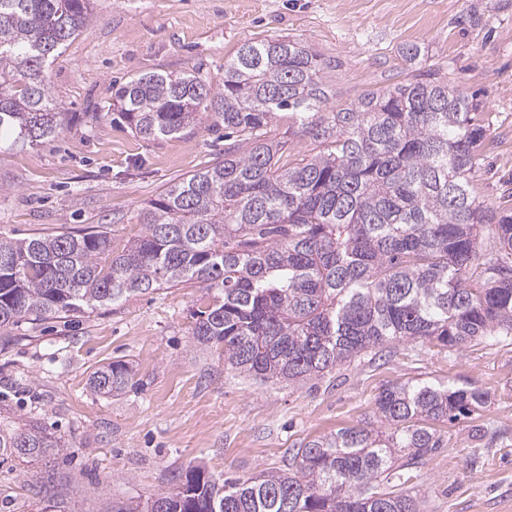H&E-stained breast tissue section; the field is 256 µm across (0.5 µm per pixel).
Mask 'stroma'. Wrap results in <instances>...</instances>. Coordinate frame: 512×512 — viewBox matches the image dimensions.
I'll return each mask as SVG.
<instances>
[{
    "instance_id": "obj_1",
    "label": "stroma",
    "mask_w": 512,
    "mask_h": 512,
    "mask_svg": "<svg viewBox=\"0 0 512 512\" xmlns=\"http://www.w3.org/2000/svg\"><path fill=\"white\" fill-rule=\"evenodd\" d=\"M94 12L48 68L71 120L45 143L0 142L2 236L102 225L122 249L148 202L223 157L224 141L205 128L138 137L102 112L113 83L164 70L218 85L245 40L271 36L334 61L330 111L405 81L402 50L418 46L426 67L482 100L490 135L475 193L512 208V0H95ZM208 299L188 281L84 316L0 330V423L35 420L64 443L43 460L0 462V512H121L171 491L196 466L220 478L288 472L308 441L380 428L374 400L388 385L466 380L489 403L436 422L442 446L411 485L423 512H512V336L459 350L394 344L305 383L261 381L196 346L195 314ZM117 359L131 363L137 387L92 394L90 374Z\"/></svg>"
}]
</instances>
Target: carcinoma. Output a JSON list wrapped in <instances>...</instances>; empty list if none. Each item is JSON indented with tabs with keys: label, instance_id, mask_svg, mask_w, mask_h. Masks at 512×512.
<instances>
[{
	"label": "carcinoma",
	"instance_id": "cac0c4a2",
	"mask_svg": "<svg viewBox=\"0 0 512 512\" xmlns=\"http://www.w3.org/2000/svg\"><path fill=\"white\" fill-rule=\"evenodd\" d=\"M92 0H0V133L56 137L50 60L87 26ZM333 68L288 37L249 39L214 86L195 73L152 72L115 89L118 118L143 139L202 125L224 129V158L148 202L121 251L103 229L0 236V329L69 318L190 280L211 293L193 339L224 368L262 380L316 378L364 350L402 342L460 349L512 335V209L480 201L471 174L488 126L480 103L437 69L371 91L337 111ZM288 118L290 134L270 135ZM493 247L482 252V235ZM135 385L118 359L89 388ZM489 394L466 382L383 389L366 426L297 449L294 472L219 481L189 470L156 497L164 512H419L402 488L441 447L430 421L453 423ZM63 449L36 423L0 427V456L31 462Z\"/></svg>",
	"mask_w": 512,
	"mask_h": 512
}]
</instances>
